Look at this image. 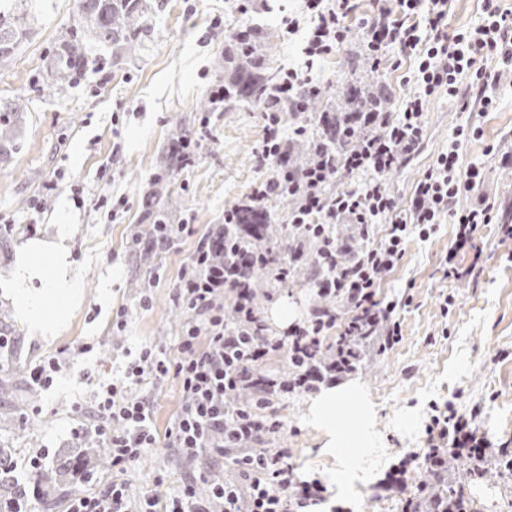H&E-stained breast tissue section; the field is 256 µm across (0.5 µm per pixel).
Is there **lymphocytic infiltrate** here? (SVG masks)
Segmentation results:
<instances>
[{
    "label": "lymphocytic infiltrate",
    "mask_w": 512,
    "mask_h": 512,
    "mask_svg": "<svg viewBox=\"0 0 512 512\" xmlns=\"http://www.w3.org/2000/svg\"><path fill=\"white\" fill-rule=\"evenodd\" d=\"M306 24L284 18L288 34L305 27L304 53L323 58L341 48L348 20L356 12L355 0H305ZM363 51L372 69H399L403 56L413 59L405 76L406 92L394 112L360 109L351 113L345 138H359L358 148L333 153L316 151L304 168L289 158L293 137H303L307 126L285 135L283 111H302L308 97L321 93L309 72L288 69L275 91L264 94L259 107L264 136L256 150L265 177L253 186L250 200L261 206L268 198L287 191L291 207L288 224L304 230V242L288 257L276 260L259 248L241 250L224 229L234 223L233 210H225L222 226L202 234L174 288V303L186 315L180 336L171 350L153 345L142 348L127 362L122 376L107 380L97 396L94 431L110 458L113 477L96 493L74 496L68 512H154L150 496L132 498L121 476L149 449H174L186 462L202 457L231 458L235 481H214L207 494H199L197 478L182 481L165 504L164 512H304L323 491L320 481L299 480L284 448L270 447L283 430L280 421L261 417L274 398L290 392H309L316 384L333 382L337 374L353 369L361 343L379 351L401 340L400 305L380 294L386 274L397 269L411 233L427 239L438 224H455V241L445 262L444 275L458 279L467 271L456 262L459 250L471 243L479 225H499L512 238V223L482 197V167L463 166L461 150L478 138L481 129L458 126L446 151L438 153L414 184L407 206L396 210L385 175L411 159L426 136L424 111L431 98L445 96L463 112H490L498 105V83L503 69H512V10L501 0H482L481 16L473 25L448 27V0H375L372 16L363 25ZM359 177L357 186L335 188L339 172ZM470 205H463V198ZM389 226L379 236L380 223ZM336 224H353L361 247L349 251L333 236ZM315 243L319 261L312 281L323 297H333L332 308H313L307 322L285 336L268 335L254 307V280L264 275L285 283ZM234 294L225 306L224 293ZM237 321L228 323L225 309ZM337 330L334 359L327 369L318 361L325 338ZM283 352L291 370L287 379L275 380L254 372L272 352ZM179 381L184 402L164 434L152 421L149 389L166 378ZM507 451L471 426V418L457 410L432 416L422 452H410L379 483L387 491L403 483L408 470H422L417 498L403 512H450L449 496L434 484L462 465L485 475L499 468Z\"/></svg>",
    "instance_id": "f902f5d3"
}]
</instances>
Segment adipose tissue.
Returning a JSON list of instances; mask_svg holds the SVG:
<instances>
[{"label":"adipose tissue","instance_id":"ef3b65f1","mask_svg":"<svg viewBox=\"0 0 512 512\" xmlns=\"http://www.w3.org/2000/svg\"><path fill=\"white\" fill-rule=\"evenodd\" d=\"M66 228H59L55 239L26 245L19 257L17 285L19 287V307L21 316L31 325L44 332H54V319L46 317L43 308L32 300L27 292L31 280L43 279L52 292L66 299L79 297L78 283L68 272L65 241ZM357 403L363 417H370L371 407L364 403L359 390L337 388L324 393L314 405L313 417L325 429L329 440L324 448L326 454L339 458L340 464L330 475L331 482L340 493H352L357 481L363 480L365 472L353 465L352 460L360 456L361 451L346 445V439L338 428L336 409L338 406Z\"/></svg>","mask_w":512,"mask_h":512}]
</instances>
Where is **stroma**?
I'll return each instance as SVG.
<instances>
[{
    "mask_svg": "<svg viewBox=\"0 0 512 512\" xmlns=\"http://www.w3.org/2000/svg\"><path fill=\"white\" fill-rule=\"evenodd\" d=\"M151 33L138 57L104 48L97 62L77 76L65 97L41 80L43 60L55 50L77 15L78 0H23L34 24L14 57L0 64V98H20L26 108L11 158L0 164V324L15 338V357L0 379L12 387L0 396V445L14 449L17 476L26 491L40 490L54 502L52 512H66L77 493L100 490L111 479L109 464L92 469L90 478L71 479L66 486L29 482V461L39 458L45 473L54 470L62 448L98 452L93 434L78 424H92L95 395L101 382L121 375L127 354L142 345L172 346L184 314L173 294L181 268L199 235L224 221L227 209L246 205L262 176L255 149L263 139L257 99L225 111L207 109L208 89L223 82L218 60L241 23L254 26L256 50L270 67L304 69L302 34H286L282 19L301 16L303 0H265L247 15L238 0H157ZM373 0H357L342 49L315 64L312 74L322 86L320 112L284 117L285 130L308 124L317 130L321 111H343L355 103L348 85L362 91L391 87L387 109H395L404 93L399 73L375 71L361 59L363 19ZM220 28H212L214 19ZM497 111L462 112L436 98L426 110L427 138L419 152L389 173L385 184L397 208H405L410 188L432 156L448 147L454 127L480 126L483 135L463 151V161L484 167L483 193L502 208L512 207V164L503 153L512 150V71L502 72ZM207 131L198 153L187 165L164 164L169 143L179 135ZM156 195L173 224L192 225L165 252H146L132 237H146L152 226L145 218L148 195ZM70 228L67 262L80 286L77 305L64 307L41 281L31 292L47 315L65 309L56 332H36L17 312L14 273L17 255L33 240L55 236L58 225ZM455 237L454 225H440L435 236H411L402 265L387 274L381 294L407 297L400 314L402 339L392 351L367 354L357 370L337 380V387H359L374 408L369 434L357 426L358 408L338 409L340 426L350 447L363 449L369 480L349 497L338 495L327 481L335 458L323 454V431L312 422L316 393H287L274 399L270 414L282 422L281 439L301 479L325 482V496L345 512H402L416 495L419 481L384 492L377 483L397 464L403 452L422 448L433 407L453 405L474 415L480 435L493 444L512 446V239L501 238L498 225H480L471 247L459 252L461 266H475L473 280L444 277L443 263ZM301 262L287 283L257 280L258 315L269 334L284 336L288 326L275 322L273 306L285 302L303 321L316 306L327 305ZM455 297L442 314L443 295ZM150 309H142L143 296ZM126 323L115 329L119 311ZM90 342L94 351L76 348ZM64 351L58 382L48 390L34 387L29 373L46 356ZM82 415H75L74 405ZM187 469L170 448L151 449L123 476L132 497L155 496L165 502ZM443 487L467 496L472 512H512V469L488 479H472L465 469L452 471Z\"/></svg>",
    "mask_w": 512,
    "mask_h": 512,
    "instance_id": "35a3bbf8",
    "label": "stroma"
}]
</instances>
